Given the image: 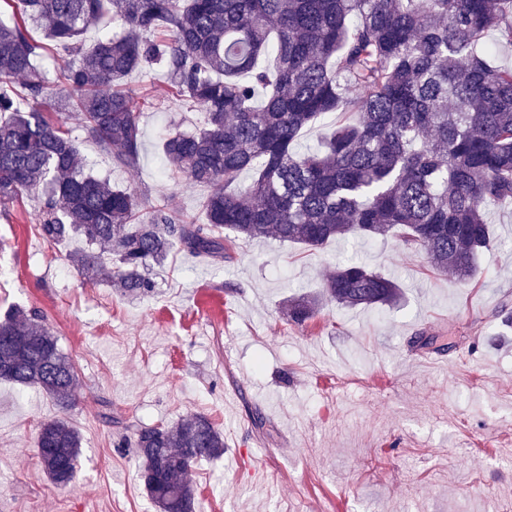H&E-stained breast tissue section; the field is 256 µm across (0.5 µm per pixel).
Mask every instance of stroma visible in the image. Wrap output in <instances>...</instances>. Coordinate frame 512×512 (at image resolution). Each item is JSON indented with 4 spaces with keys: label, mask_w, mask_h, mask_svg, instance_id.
Wrapping results in <instances>:
<instances>
[{
    "label": "stroma",
    "mask_w": 512,
    "mask_h": 512,
    "mask_svg": "<svg viewBox=\"0 0 512 512\" xmlns=\"http://www.w3.org/2000/svg\"><path fill=\"white\" fill-rule=\"evenodd\" d=\"M125 85L152 96L136 169L113 168L73 114L58 117L94 173L203 223L209 187L172 177L159 150L201 109L173 98L158 64ZM39 207L34 195L0 207V312L38 311L74 364L82 448L72 484L54 485L35 448L59 408L0 381V512H155L129 442L197 413L225 444L191 474L198 512H512L511 205L490 211L493 244L466 280L429 271L394 233L320 250L240 238L224 262L172 254L141 298L82 274L72 243L41 239ZM350 257L397 278L400 303L329 302L287 322L288 299Z\"/></svg>",
    "instance_id": "obj_1"
}]
</instances>
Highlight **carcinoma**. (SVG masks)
I'll use <instances>...</instances> for the list:
<instances>
[{
	"instance_id": "cac0c4a2",
	"label": "carcinoma",
	"mask_w": 512,
	"mask_h": 512,
	"mask_svg": "<svg viewBox=\"0 0 512 512\" xmlns=\"http://www.w3.org/2000/svg\"><path fill=\"white\" fill-rule=\"evenodd\" d=\"M10 2L0 19V204L40 197L41 238H85L92 248L72 261L124 295L153 293L152 271L173 250L222 257L234 237L316 250L397 231L433 270L469 278L492 243L487 211L512 203V66L483 41L494 32L512 46V0ZM105 15L121 30L86 45ZM46 54L68 57L52 78L39 65ZM154 61L172 95L204 111L200 127L162 139L172 172L210 188L203 224L161 207L139 221L141 197L86 172L72 131L52 117L71 96L87 137L115 166L135 168L145 101L124 81ZM333 113L318 149L298 153L301 132ZM401 297L396 281L349 260L287 315L299 325L325 301ZM0 380L42 389L64 413L76 400L74 365L21 309L0 316ZM130 444L158 512H196L188 476L224 455L223 431L196 414L143 427ZM80 453L66 418L42 425L36 454L54 484L75 479Z\"/></svg>"
}]
</instances>
